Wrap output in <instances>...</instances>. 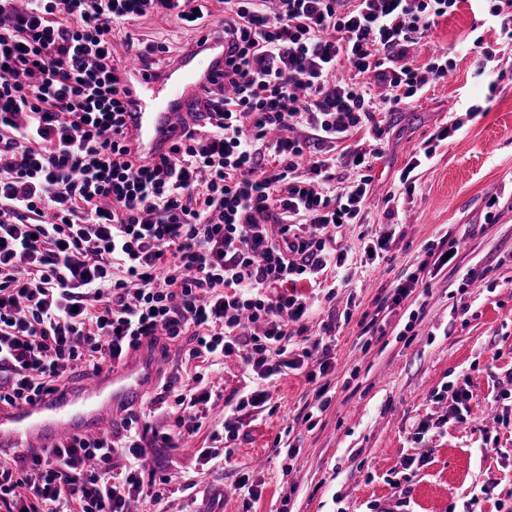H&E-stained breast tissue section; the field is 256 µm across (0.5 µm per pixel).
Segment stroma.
Masks as SVG:
<instances>
[{
    "label": "stroma",
    "mask_w": 512,
    "mask_h": 512,
    "mask_svg": "<svg viewBox=\"0 0 512 512\" xmlns=\"http://www.w3.org/2000/svg\"><path fill=\"white\" fill-rule=\"evenodd\" d=\"M489 7V0H461L430 40L411 47L419 62L447 50L453 71L384 119L368 221L340 233L349 278L329 292L301 289L312 307L303 322L307 335L334 339L332 401L321 422L311 430L298 424L316 386L306 370L287 371L268 386L269 409L243 411L230 466L207 470L195 453L224 423L223 401L216 402L195 437L149 453V469H164L172 482L162 503L140 498L136 512H461L474 496L477 512H512V398L499 397L512 391V43L485 29L499 59L495 75L476 76L468 50L471 28ZM130 32L169 46L160 70L197 38L157 19ZM475 104L482 111L473 116ZM455 120L460 130L435 158L407 172L416 149ZM392 194L402 207L390 218L385 199ZM383 236L387 248L372 259L368 248ZM446 242L457 248L454 260L393 304L395 289ZM383 306L387 316L362 335V323ZM160 352L159 383L136 408L158 427L170 423L157 406L160 384L177 378L182 358L176 343ZM467 376L481 405L474 419L460 422L436 394ZM421 423L433 427L429 457L402 469L404 457L420 452L413 433ZM280 437L300 446L291 463L272 452ZM246 472L261 490L249 502L233 489Z\"/></svg>",
    "instance_id": "stroma-1"
}]
</instances>
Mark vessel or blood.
<instances>
[{
  "instance_id": "b4317fda",
  "label": "vessel or blood",
  "mask_w": 512,
  "mask_h": 512,
  "mask_svg": "<svg viewBox=\"0 0 512 512\" xmlns=\"http://www.w3.org/2000/svg\"><path fill=\"white\" fill-rule=\"evenodd\" d=\"M132 77L126 100L127 123L136 152H166L193 116L202 88L224 69V46L212 42L187 51L164 75L127 66ZM160 362L148 343L131 350L111 369L14 408H0V447L56 448L113 427L118 413L137 405L152 386Z\"/></svg>"
}]
</instances>
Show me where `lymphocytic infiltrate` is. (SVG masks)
Here are the masks:
<instances>
[{"mask_svg": "<svg viewBox=\"0 0 512 512\" xmlns=\"http://www.w3.org/2000/svg\"><path fill=\"white\" fill-rule=\"evenodd\" d=\"M218 2L229 58L204 90L212 118L146 161L125 125L115 35L146 18L199 28L204 0H0V407L98 375L144 336H190L194 365L181 388L162 386L170 428L132 413L117 434L6 453L0 512L163 501L171 478H143L147 449L201 428L219 360L238 358L256 383L227 404L198 451L204 465L230 462L239 414L266 408L272 377L308 360L309 382L332 370L329 342H291L310 309L296 286L344 267L337 226L365 223L378 152L354 137L381 135L377 114L447 79V54L418 64L409 49L461 0ZM365 73L379 93L354 82ZM338 166L355 176L333 191ZM329 405L318 386L308 428Z\"/></svg>", "mask_w": 512, "mask_h": 512, "instance_id": "1", "label": "lymphocytic infiltrate"}]
</instances>
